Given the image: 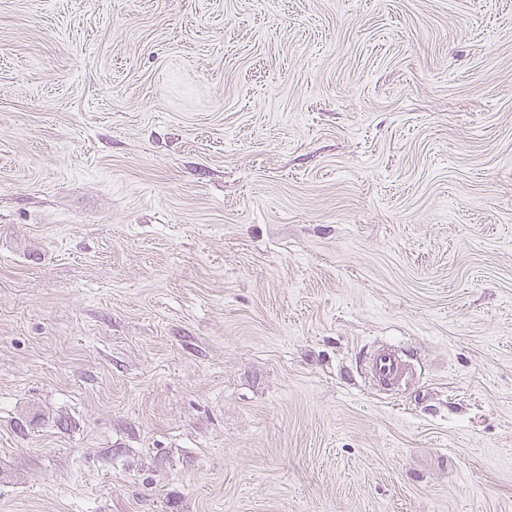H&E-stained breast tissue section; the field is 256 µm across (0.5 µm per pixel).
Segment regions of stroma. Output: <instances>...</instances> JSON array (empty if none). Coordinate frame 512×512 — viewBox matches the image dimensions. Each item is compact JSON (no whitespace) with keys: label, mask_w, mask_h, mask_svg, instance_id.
<instances>
[{"label":"stroma","mask_w":512,"mask_h":512,"mask_svg":"<svg viewBox=\"0 0 512 512\" xmlns=\"http://www.w3.org/2000/svg\"><path fill=\"white\" fill-rule=\"evenodd\" d=\"M0 512H512V0H0ZM366 372L376 385L387 392L398 391L412 376L404 357L390 347H379L368 358Z\"/></svg>","instance_id":"stroma-1"}]
</instances>
